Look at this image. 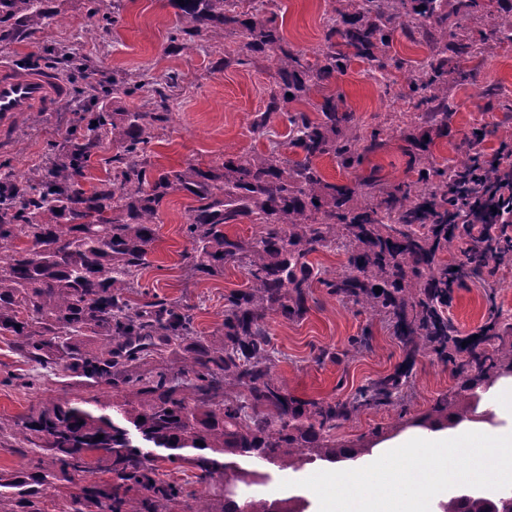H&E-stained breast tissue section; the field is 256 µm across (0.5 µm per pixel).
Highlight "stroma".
I'll return each mask as SVG.
<instances>
[{"label":"stroma","mask_w":512,"mask_h":512,"mask_svg":"<svg viewBox=\"0 0 512 512\" xmlns=\"http://www.w3.org/2000/svg\"><path fill=\"white\" fill-rule=\"evenodd\" d=\"M47 5L53 22L0 43V59L20 68L42 66L47 56L61 59L58 72L71 86L77 85L78 73L65 65L69 55L87 60L106 81L118 77L132 83L146 70L160 76L170 119L149 146L154 166L177 168L189 162L218 166L225 151L246 155L266 149L269 140L286 141L287 115L299 110V103L288 104L273 118L270 138L250 129L254 114L264 110L275 86L273 53H242L237 37L220 34L192 50L172 49L168 36L180 23L168 0H120L116 5L104 0V9L118 11L112 26L93 13L89 0H47ZM268 8L282 25L284 48L311 55L323 42L336 0H268ZM224 52L241 55V63L219 66ZM386 53L404 60L403 71L373 68L357 59L331 88L342 93L343 106L353 113L361 134L378 133L382 146L370 155L368 165L382 181L393 183L418 177V164L403 150L404 135L424 131L417 120L418 99L409 90L406 74L416 70L430 50L421 35L399 30ZM462 67L468 78L448 85V135L437 140L428 157L433 166L455 165L466 139L480 128L488 132L481 151L512 148V43L464 61ZM80 105L79 97L71 96L41 126H22L14 143L0 149V163L9 164L23 179L32 178L47 158L50 141L72 124ZM193 204L183 192L166 198L156 225V248L140 272L139 286L190 306L199 335L208 337L222 326L225 297L244 288L246 277L243 269L228 267L215 276L187 279L182 254L189 242L184 227ZM310 261L321 280L313 285L307 313L295 320L278 315L268 319L274 378L304 400L344 401L400 366H409L411 372L409 387L394 405L363 410L337 427L338 443L356 444L375 428L398 422L401 413L425 412L442 395L457 390L460 379L451 365L428 350L407 357L389 322L330 294L324 281L343 271V251H320ZM495 280L491 298L477 283L454 289L445 313L460 335L477 331L493 311L512 322V264L499 266ZM360 336L368 337L369 343L358 350L354 342ZM83 395L81 388L67 384L61 370L27 361L14 350L10 338L0 337V422L16 423L49 397ZM336 472L331 464L296 473L281 471L257 493L269 501L298 494L306 499L307 512H324Z\"/></svg>","instance_id":"1"}]
</instances>
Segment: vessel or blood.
I'll return each mask as SVG.
<instances>
[{
	"mask_svg": "<svg viewBox=\"0 0 512 512\" xmlns=\"http://www.w3.org/2000/svg\"><path fill=\"white\" fill-rule=\"evenodd\" d=\"M67 96L64 80L53 71L20 70L0 61V142L10 143L20 118L33 112H51Z\"/></svg>",
	"mask_w": 512,
	"mask_h": 512,
	"instance_id": "b4317fda",
	"label": "vessel or blood"
}]
</instances>
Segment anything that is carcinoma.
I'll list each match as a JSON object with an SVG mask.
<instances>
[{
    "label": "carcinoma",
    "instance_id": "1",
    "mask_svg": "<svg viewBox=\"0 0 512 512\" xmlns=\"http://www.w3.org/2000/svg\"><path fill=\"white\" fill-rule=\"evenodd\" d=\"M45 0H0V24L21 18L35 28L51 15ZM185 26L170 37L177 49L194 38L234 31L249 52H276L277 83L253 131L267 134L273 116L290 102L310 103L315 86L342 74L353 59L383 66L382 48L397 27L422 31L430 57L411 90H422L420 122L439 138L448 136V73H467L449 62L489 54L512 36V18L497 16L495 29L477 38L448 42V0H348L327 24L311 62L303 51L282 48L275 15L238 10L237 0H169ZM86 86L78 91L83 111L52 152L36 182L13 170L0 173V335L13 337L20 354L44 367H58L89 397L75 402L46 398L11 433L54 463L55 472L27 477L0 473V503L35 498L49 478L76 474L107 476L84 489L67 512H184L202 499L203 512H305L298 496L281 504L262 498L239 502V493L261 486L267 471L260 459L294 472L314 463L357 461L373 453L379 438L402 426L427 427L435 420L472 419L482 394L512 375V325L489 322L477 338H462L444 315L454 287L477 279L490 284L495 266L512 262V226L450 224L454 189L474 175L486 185L498 172L469 158L452 168L424 169L415 182L384 183L370 171L350 185L324 179L323 157L359 170L381 147L367 138L342 109V95L310 103L315 119L288 113L294 157L275 142L265 153L224 152L220 166L187 163L181 169H149L147 147L166 112H97L86 119L105 86L95 71L78 66ZM158 83L127 86L112 80V94L154 91ZM112 143V173L92 191L81 181L95 149ZM412 159L427 155L433 139L405 138ZM184 192L190 209L183 255L189 273L213 276L227 265L244 268L247 287L225 298L224 323L216 336L196 335L181 303L153 297L142 304L130 294L138 271L153 252L159 210L173 192ZM260 225L249 239L224 227L243 221ZM466 240V262L440 265L437 253ZM325 249L347 255L345 270L323 280L329 292L387 319L410 353L429 349L452 361L465 354L463 380L451 396L425 413L378 428L353 447L336 443V426L364 409L388 405L407 386L409 370L398 368L345 401H304L272 374L269 316L303 317L316 276L309 256ZM380 287L375 292L374 287ZM103 439H97V436ZM188 464L201 490L159 477L157 463ZM224 489L210 493L215 476ZM436 512H512V494L448 493Z\"/></svg>",
    "mask_w": 512,
    "mask_h": 512
}]
</instances>
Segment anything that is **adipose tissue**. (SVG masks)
<instances>
[{
  "mask_svg": "<svg viewBox=\"0 0 512 512\" xmlns=\"http://www.w3.org/2000/svg\"><path fill=\"white\" fill-rule=\"evenodd\" d=\"M382 448H454L474 452L497 449L499 457L512 459V424L502 425L500 416L489 420L453 421L430 428L409 426L379 440Z\"/></svg>",
  "mask_w": 512,
  "mask_h": 512,
  "instance_id": "adipose-tissue-1",
  "label": "adipose tissue"
}]
</instances>
